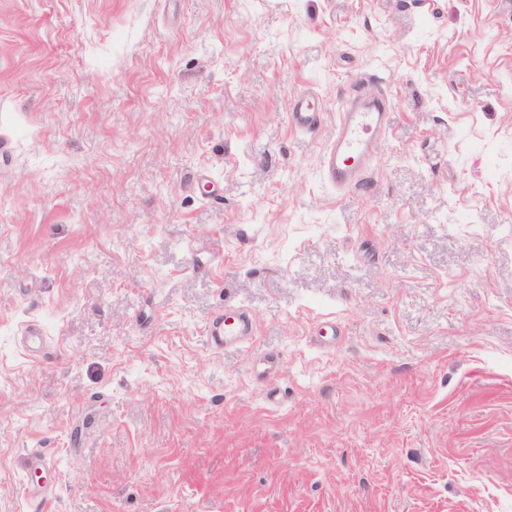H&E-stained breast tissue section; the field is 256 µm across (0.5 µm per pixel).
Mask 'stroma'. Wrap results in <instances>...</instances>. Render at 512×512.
I'll list each match as a JSON object with an SVG mask.
<instances>
[{
    "label": "stroma",
    "instance_id": "1",
    "mask_svg": "<svg viewBox=\"0 0 512 512\" xmlns=\"http://www.w3.org/2000/svg\"><path fill=\"white\" fill-rule=\"evenodd\" d=\"M0 512H512V0H0ZM289 117L295 127L305 131L315 130L321 123V112H317L315 102L311 98L297 101ZM336 107L339 119L323 158L324 172L338 191L356 190L364 183L370 166V135L383 130L386 112L355 110L352 102L347 108L344 102ZM234 330H230V325ZM256 324L252 317L239 308L224 310L214 319L210 330L211 345L215 350H223L227 342H241L254 336Z\"/></svg>",
    "mask_w": 512,
    "mask_h": 512
}]
</instances>
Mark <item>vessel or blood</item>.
<instances>
[{
    "instance_id": "1",
    "label": "vessel or blood",
    "mask_w": 512,
    "mask_h": 512,
    "mask_svg": "<svg viewBox=\"0 0 512 512\" xmlns=\"http://www.w3.org/2000/svg\"><path fill=\"white\" fill-rule=\"evenodd\" d=\"M337 111L339 119L325 152L323 167L329 182L343 192L358 189L364 183L370 166L371 137L382 131L384 114L342 104ZM289 117L295 127L306 131L315 130L321 123V114L310 98L297 101ZM255 331L254 319L245 311L233 308L215 317L210 330L211 345L220 351L226 343L244 341L254 336Z\"/></svg>"
}]
</instances>
